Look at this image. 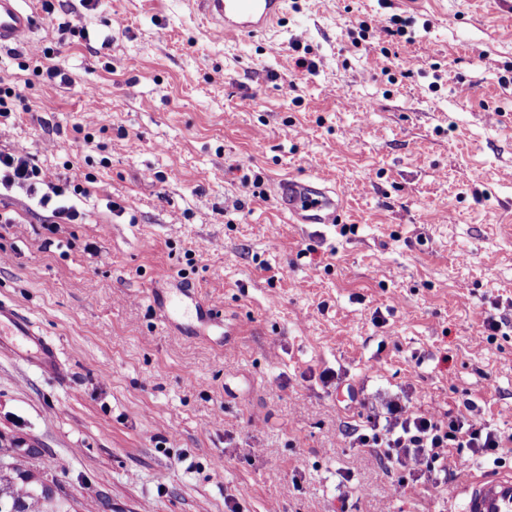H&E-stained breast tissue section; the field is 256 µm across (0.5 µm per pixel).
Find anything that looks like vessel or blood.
<instances>
[{
  "label": "vessel or blood",
  "instance_id": "b4317fda",
  "mask_svg": "<svg viewBox=\"0 0 512 512\" xmlns=\"http://www.w3.org/2000/svg\"><path fill=\"white\" fill-rule=\"evenodd\" d=\"M211 23L214 37L227 41L263 36L273 30L286 11L287 0H194ZM34 14L20 0H0V46L23 45L29 40ZM274 197L293 224H338L343 201L334 198L321 178L284 176L274 186ZM0 335L12 337L15 355L49 376H59L62 365L56 348L36 330L30 317L0 302ZM464 512H512V470L482 473L456 490Z\"/></svg>",
  "mask_w": 512,
  "mask_h": 512
}]
</instances>
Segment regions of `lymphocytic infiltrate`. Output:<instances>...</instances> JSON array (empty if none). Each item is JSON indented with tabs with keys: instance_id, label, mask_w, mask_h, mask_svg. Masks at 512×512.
<instances>
[{
	"instance_id": "obj_1",
	"label": "lymphocytic infiltrate",
	"mask_w": 512,
	"mask_h": 512,
	"mask_svg": "<svg viewBox=\"0 0 512 512\" xmlns=\"http://www.w3.org/2000/svg\"><path fill=\"white\" fill-rule=\"evenodd\" d=\"M41 175V168L25 148L0 151L1 185L31 187ZM387 411L386 427L371 426L369 432L357 436L356 443L361 448L381 449L387 462L407 471V478L394 487L400 496L415 489L422 476L435 472L441 473L442 484L451 483L454 476L451 449L496 454L512 444L511 435L485 430L461 412L453 416L422 414L398 402L388 404Z\"/></svg>"
}]
</instances>
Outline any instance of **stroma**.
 Wrapping results in <instances>:
<instances>
[{"instance_id": "obj_1", "label": "stroma", "mask_w": 512, "mask_h": 512, "mask_svg": "<svg viewBox=\"0 0 512 512\" xmlns=\"http://www.w3.org/2000/svg\"><path fill=\"white\" fill-rule=\"evenodd\" d=\"M21 3L0 150L91 195L56 234L0 196V302L65 370L0 351V461L69 512H463L352 431L400 398L512 434V0H288L227 42L190 0ZM60 41L67 84L32 55ZM286 174L342 223H290Z\"/></svg>"}]
</instances>
